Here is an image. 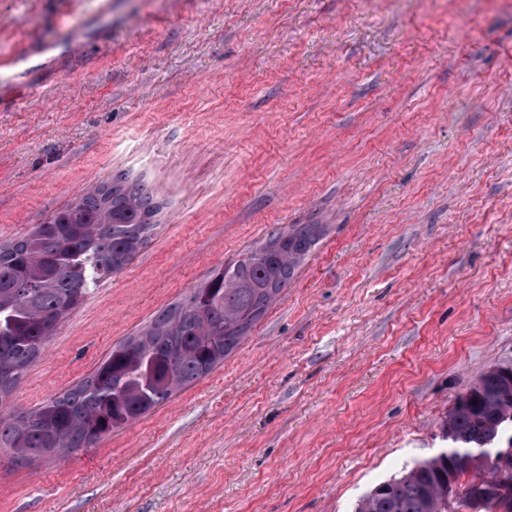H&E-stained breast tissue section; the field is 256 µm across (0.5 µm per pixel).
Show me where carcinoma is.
<instances>
[{"mask_svg":"<svg viewBox=\"0 0 512 512\" xmlns=\"http://www.w3.org/2000/svg\"><path fill=\"white\" fill-rule=\"evenodd\" d=\"M152 196L122 177L91 188L27 235L0 243V450L26 456L89 448L208 375L246 337L323 236L292 224L112 348L95 372L40 407L7 405L57 326L121 270L157 226ZM512 432V380L490 368L442 427L448 447L358 501L355 512H461L467 483ZM457 474L448 491V471Z\"/></svg>","mask_w":512,"mask_h":512,"instance_id":"1","label":"carcinoma"}]
</instances>
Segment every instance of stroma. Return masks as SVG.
I'll list each match as a JSON object with an SVG mask.
<instances>
[{"mask_svg": "<svg viewBox=\"0 0 512 512\" xmlns=\"http://www.w3.org/2000/svg\"><path fill=\"white\" fill-rule=\"evenodd\" d=\"M103 1L0 0V243L119 174L164 209L11 405L327 232L222 366L94 447L0 451V512H353L512 364V0Z\"/></svg>", "mask_w": 512, "mask_h": 512, "instance_id": "obj_1", "label": "stroma"}]
</instances>
